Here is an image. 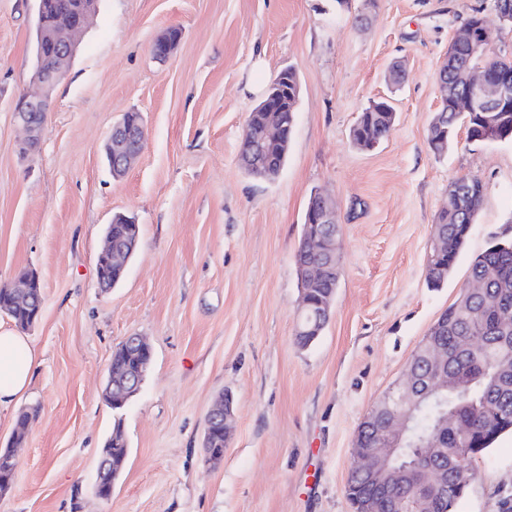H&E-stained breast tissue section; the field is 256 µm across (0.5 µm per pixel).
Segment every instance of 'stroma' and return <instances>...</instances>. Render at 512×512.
I'll return each instance as SVG.
<instances>
[{"instance_id":"35a3bbf8","label":"stroma","mask_w":512,"mask_h":512,"mask_svg":"<svg viewBox=\"0 0 512 512\" xmlns=\"http://www.w3.org/2000/svg\"><path fill=\"white\" fill-rule=\"evenodd\" d=\"M490 8L99 0L44 137L24 154L15 108L33 90L37 0H0V285L32 269L44 297L25 332L39 360L31 385L0 408V448L17 414L36 412L0 512H352L345 486L360 422L469 284L472 258L512 235V142L470 140L462 125L442 155L427 141L448 46ZM172 26L179 45L154 59ZM288 65L301 83L288 158L261 181L239 163L246 119ZM381 98L396 125L357 149L350 131ZM130 111L145 118V145L116 177L103 147ZM464 176L482 180L483 202L447 283L432 289L435 217ZM315 190L336 205L340 280L327 326L302 348L294 254ZM119 212L135 217L140 237L125 278L104 291L95 260ZM131 335L149 343L152 361L123 412L129 457L105 501L94 487L115 419L106 373ZM225 395L231 438L213 466L204 431ZM469 467L457 512H506L512 435Z\"/></svg>"}]
</instances>
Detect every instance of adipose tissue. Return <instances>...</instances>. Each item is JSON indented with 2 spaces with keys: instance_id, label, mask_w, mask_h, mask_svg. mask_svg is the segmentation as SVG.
<instances>
[{
  "instance_id": "adipose-tissue-1",
  "label": "adipose tissue",
  "mask_w": 512,
  "mask_h": 512,
  "mask_svg": "<svg viewBox=\"0 0 512 512\" xmlns=\"http://www.w3.org/2000/svg\"><path fill=\"white\" fill-rule=\"evenodd\" d=\"M36 366L37 353L27 337L0 331V407L26 392Z\"/></svg>"
}]
</instances>
